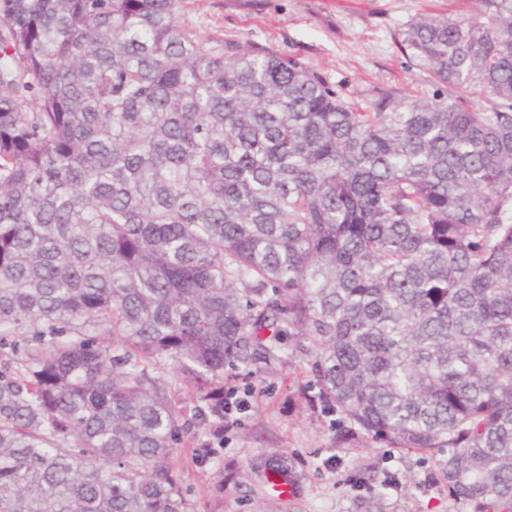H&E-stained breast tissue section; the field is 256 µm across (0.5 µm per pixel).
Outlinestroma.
<instances>
[{
    "label": "stroma",
    "instance_id": "1",
    "mask_svg": "<svg viewBox=\"0 0 512 512\" xmlns=\"http://www.w3.org/2000/svg\"><path fill=\"white\" fill-rule=\"evenodd\" d=\"M477 13L479 0H191L180 25L210 39L216 51L233 40L267 47L301 62L344 96L370 97L374 88L433 99L446 93L418 69L401 45L400 30L431 11ZM309 356L287 343L280 361L228 367L224 385L247 394L249 406L224 433L218 458L224 492L214 491L215 468L197 463L192 446L203 431H181L173 451L191 504L211 501L215 512H474L449 497L433 455L393 448L351 432L336 412L310 407ZM288 456L298 475L293 497L261 491L252 466L260 457Z\"/></svg>",
    "mask_w": 512,
    "mask_h": 512
}]
</instances>
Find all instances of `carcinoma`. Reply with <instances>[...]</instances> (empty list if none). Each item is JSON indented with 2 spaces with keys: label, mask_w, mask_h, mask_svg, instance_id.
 <instances>
[{
  "label": "carcinoma",
  "mask_w": 512,
  "mask_h": 512,
  "mask_svg": "<svg viewBox=\"0 0 512 512\" xmlns=\"http://www.w3.org/2000/svg\"><path fill=\"white\" fill-rule=\"evenodd\" d=\"M481 2L399 32L448 96L365 101L214 53L187 0H0V512H193L177 433L285 336L313 402L512 512V0Z\"/></svg>",
  "instance_id": "1"
}]
</instances>
